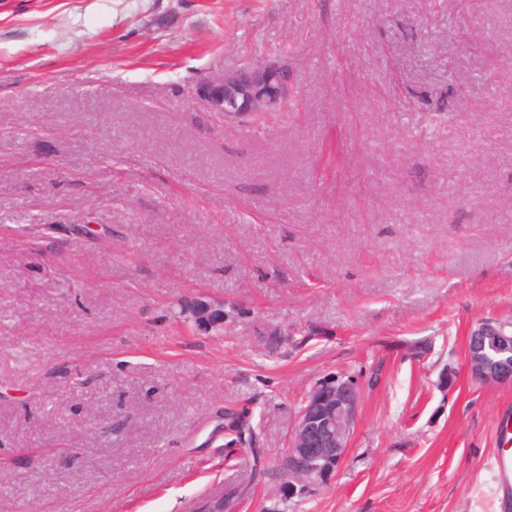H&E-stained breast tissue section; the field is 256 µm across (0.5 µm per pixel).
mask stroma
Returning <instances> with one entry per match:
<instances>
[{
	"label": "stroma",
	"instance_id": "stroma-1",
	"mask_svg": "<svg viewBox=\"0 0 512 512\" xmlns=\"http://www.w3.org/2000/svg\"><path fill=\"white\" fill-rule=\"evenodd\" d=\"M272 55L276 112L196 98ZM201 300L223 330L180 316ZM495 319L512 0H0V512H189L249 481L244 408L238 512H497L512 386L466 363ZM341 370L347 457L286 496L290 421ZM497 437L501 448L493 455L492 469L494 474V491L496 496L505 500L512 497V452L506 448L512 441V413L503 414L496 427Z\"/></svg>",
	"mask_w": 512,
	"mask_h": 512
}]
</instances>
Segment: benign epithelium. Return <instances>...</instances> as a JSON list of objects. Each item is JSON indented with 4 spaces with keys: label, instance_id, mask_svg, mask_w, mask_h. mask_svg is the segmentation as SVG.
<instances>
[{
    "label": "benign epithelium",
    "instance_id": "obj_1",
    "mask_svg": "<svg viewBox=\"0 0 512 512\" xmlns=\"http://www.w3.org/2000/svg\"><path fill=\"white\" fill-rule=\"evenodd\" d=\"M291 94L288 64L274 55L245 69L202 78L195 96L226 121L260 118L280 109ZM210 303L194 316L199 329L213 328ZM470 376L486 385L512 386V321L488 320L468 337ZM361 401V387L347 372L316 382L306 393L289 427L279 461L285 490L294 494L336 473L346 459Z\"/></svg>",
    "mask_w": 512,
    "mask_h": 512
}]
</instances>
